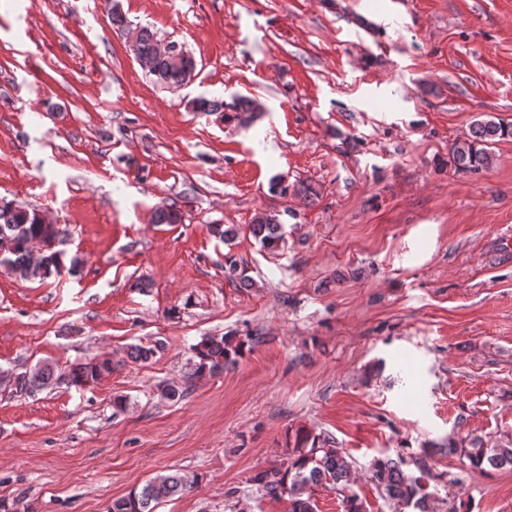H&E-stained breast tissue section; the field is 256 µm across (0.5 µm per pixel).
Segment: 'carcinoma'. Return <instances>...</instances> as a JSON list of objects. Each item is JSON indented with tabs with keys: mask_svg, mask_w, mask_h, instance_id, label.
I'll return each mask as SVG.
<instances>
[{
	"mask_svg": "<svg viewBox=\"0 0 512 512\" xmlns=\"http://www.w3.org/2000/svg\"><path fill=\"white\" fill-rule=\"evenodd\" d=\"M158 38L149 28L140 29L133 54L145 74L161 84L178 87L191 80L196 70L193 56H187L179 67L168 64L156 53ZM255 104L248 98H236L230 103L219 99L200 98L194 101L197 112L220 113L230 122L241 112L254 111ZM512 138V123L501 119L477 120L469 134L455 141L450 155L457 171L478 174L489 168L492 160L491 147L497 142ZM270 192L279 197L291 196L306 204L318 197V189L307 181L288 182L276 178L270 184ZM249 233L267 250H277L283 240L282 224L272 214L256 215L248 225ZM61 231L53 224L37 222V212L13 203L0 204V265L26 278L32 273L31 250L39 248L41 272L44 279L61 275L64 263L61 253L53 247L42 249V244L56 239ZM244 341L234 335L206 336L193 346L195 361L188 378H201L224 371L242 355ZM112 372V360H91L59 372L49 364H41L31 371L13 378L15 388L21 392L36 393L54 384L84 388L98 382ZM448 454L455 455L473 469L512 466V436L506 435L494 441L478 436L462 434L448 437ZM354 466L346 452L339 448L331 435L300 429L296 432L293 448L287 461L275 468L253 472L246 480L256 493L280 499L288 496L289 512H316L313 500L318 487L329 488L341 497L343 512H365L361 498L353 491ZM369 480L380 496L405 508L418 512H435L431 504L439 501L438 487L458 482L448 472L437 473L425 458L404 448L396 450V456L383 454L373 458L368 465ZM197 478L182 474L158 475L135 488L128 495L112 502L109 512H155L164 499L188 491Z\"/></svg>",
	"mask_w": 512,
	"mask_h": 512,
	"instance_id": "carcinoma-1",
	"label": "carcinoma"
}]
</instances>
